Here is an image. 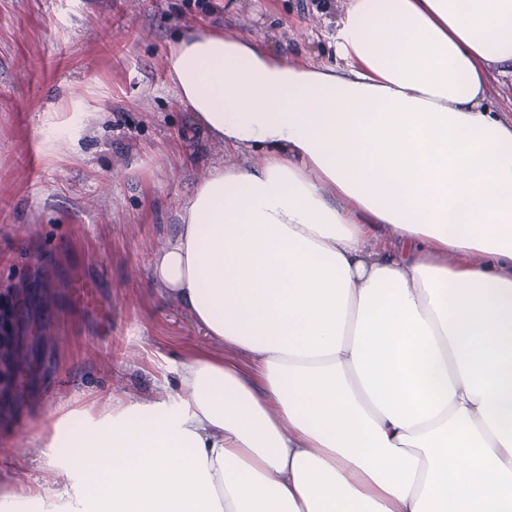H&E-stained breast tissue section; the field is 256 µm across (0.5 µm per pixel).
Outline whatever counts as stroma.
Returning a JSON list of instances; mask_svg holds the SVG:
<instances>
[{
	"label": "stroma",
	"instance_id": "35a3bbf8",
	"mask_svg": "<svg viewBox=\"0 0 512 512\" xmlns=\"http://www.w3.org/2000/svg\"><path fill=\"white\" fill-rule=\"evenodd\" d=\"M344 0H0V289L36 370L0 402V493L67 475L41 443L60 410L155 396L183 360L224 348L151 282L220 150L173 93L170 46L227 30L309 63L335 60ZM87 114L69 129L64 107ZM83 274L112 298L90 321L66 293Z\"/></svg>",
	"mask_w": 512,
	"mask_h": 512
}]
</instances>
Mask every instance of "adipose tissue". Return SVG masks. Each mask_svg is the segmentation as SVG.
Instances as JSON below:
<instances>
[{"instance_id":"obj_1","label":"adipose tissue","mask_w":512,"mask_h":512,"mask_svg":"<svg viewBox=\"0 0 512 512\" xmlns=\"http://www.w3.org/2000/svg\"><path fill=\"white\" fill-rule=\"evenodd\" d=\"M336 59L191 32L220 148L153 278L240 363L59 415L42 512H512V0H346Z\"/></svg>"}]
</instances>
